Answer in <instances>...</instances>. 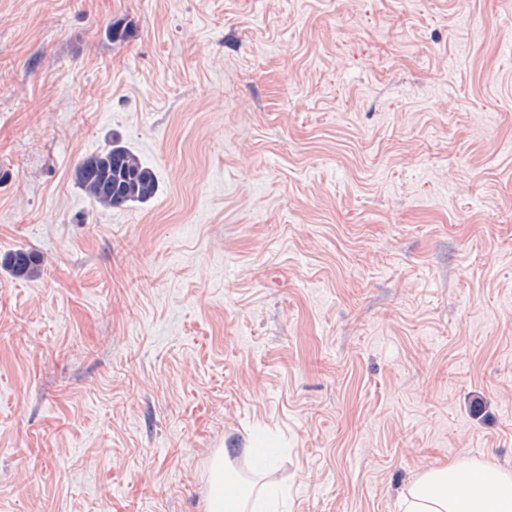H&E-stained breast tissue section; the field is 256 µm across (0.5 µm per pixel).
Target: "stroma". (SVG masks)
Returning <instances> with one entry per match:
<instances>
[{"label":"stroma","mask_w":512,"mask_h":512,"mask_svg":"<svg viewBox=\"0 0 512 512\" xmlns=\"http://www.w3.org/2000/svg\"><path fill=\"white\" fill-rule=\"evenodd\" d=\"M129 27L111 40V25ZM119 138L158 179L92 204ZM0 512H290L512 468V0H0ZM74 179L87 197L106 210L146 203L158 188L153 170L116 137L103 151L83 158ZM14 260L21 263L13 264ZM42 261L40 254L34 250L18 248L1 258V266L16 277H27L40 270ZM224 455L218 452L212 463L205 497V512H287L288 487L276 484L258 489L244 488L227 479Z\"/></svg>","instance_id":"35a3bbf8"}]
</instances>
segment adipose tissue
Listing matches in <instances>:
<instances>
[{"instance_id": "adipose-tissue-1", "label": "adipose tissue", "mask_w": 512, "mask_h": 512, "mask_svg": "<svg viewBox=\"0 0 512 512\" xmlns=\"http://www.w3.org/2000/svg\"><path fill=\"white\" fill-rule=\"evenodd\" d=\"M397 512H512V469L460 458L428 469L407 485ZM288 489L266 484L246 488L227 479L223 454H216L204 512H287Z\"/></svg>"}]
</instances>
